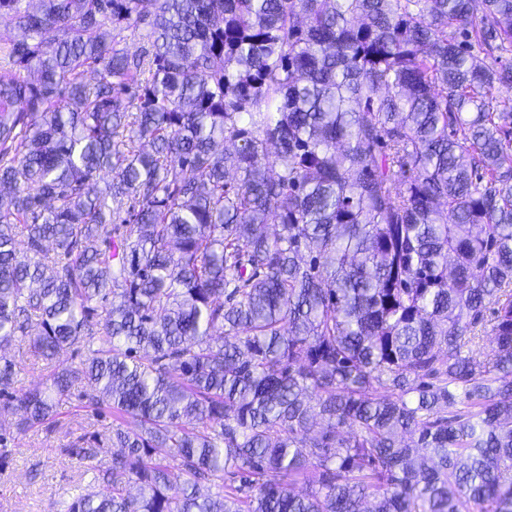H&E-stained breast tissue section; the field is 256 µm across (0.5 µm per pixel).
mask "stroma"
Masks as SVG:
<instances>
[{"instance_id": "1", "label": "stroma", "mask_w": 512, "mask_h": 512, "mask_svg": "<svg viewBox=\"0 0 512 512\" xmlns=\"http://www.w3.org/2000/svg\"><path fill=\"white\" fill-rule=\"evenodd\" d=\"M17 362V386L42 384L51 368L80 367L86 356L77 346L54 366L29 358L18 346L8 348ZM109 413H97L79 391L61 397L51 418L17 435L11 455L0 461V512H65L72 499L93 481L86 465L72 457L67 446L78 436L105 430Z\"/></svg>"}]
</instances>
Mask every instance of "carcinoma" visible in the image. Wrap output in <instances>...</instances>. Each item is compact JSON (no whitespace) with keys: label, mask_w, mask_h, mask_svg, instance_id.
<instances>
[{"label":"carcinoma","mask_w":512,"mask_h":512,"mask_svg":"<svg viewBox=\"0 0 512 512\" xmlns=\"http://www.w3.org/2000/svg\"><path fill=\"white\" fill-rule=\"evenodd\" d=\"M21 2L0 412L113 414L67 512H512V0ZM7 354L12 358L14 357L18 362L15 376L16 386L32 388L42 384L49 372L55 368L80 367L85 359L86 350L81 345L75 346L49 366L42 361H34L32 358H29L24 347L19 349L18 345H12L8 348Z\"/></svg>","instance_id":"1"}]
</instances>
